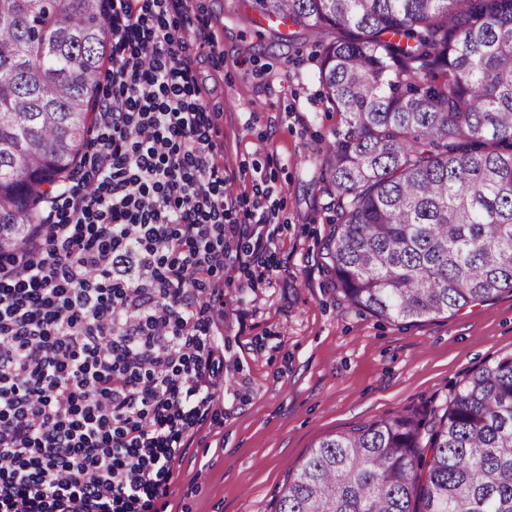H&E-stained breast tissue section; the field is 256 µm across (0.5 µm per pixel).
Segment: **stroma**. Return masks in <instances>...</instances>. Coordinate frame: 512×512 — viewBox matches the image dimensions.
Listing matches in <instances>:
<instances>
[{"label":"stroma","instance_id":"stroma-1","mask_svg":"<svg viewBox=\"0 0 512 512\" xmlns=\"http://www.w3.org/2000/svg\"><path fill=\"white\" fill-rule=\"evenodd\" d=\"M204 105L234 173L239 213L270 188L274 238L264 273L237 270L215 308L220 396L194 428L156 512H273L289 474L339 432L407 409H437L477 367L512 352V293L414 323L337 297L320 253L334 209L313 161L337 123L311 42L273 34L252 0H189Z\"/></svg>","mask_w":512,"mask_h":512}]
</instances>
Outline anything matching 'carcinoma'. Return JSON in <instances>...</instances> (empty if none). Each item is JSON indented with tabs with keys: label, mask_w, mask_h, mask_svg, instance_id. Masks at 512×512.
<instances>
[{
	"label": "carcinoma",
	"mask_w": 512,
	"mask_h": 512,
	"mask_svg": "<svg viewBox=\"0 0 512 512\" xmlns=\"http://www.w3.org/2000/svg\"><path fill=\"white\" fill-rule=\"evenodd\" d=\"M319 48L338 114L314 161L348 304L414 321L512 291V0H253ZM110 0H0V255L23 250L95 128ZM274 512H512V353L448 405L321 441Z\"/></svg>",
	"instance_id": "carcinoma-1"
}]
</instances>
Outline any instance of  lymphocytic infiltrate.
Listing matches in <instances>:
<instances>
[{
  "mask_svg": "<svg viewBox=\"0 0 512 512\" xmlns=\"http://www.w3.org/2000/svg\"><path fill=\"white\" fill-rule=\"evenodd\" d=\"M187 0H112V96L99 148L29 249L0 262V512H154L221 353L198 309L262 268L272 217L228 192ZM151 68H144V56Z\"/></svg>",
  "mask_w": 512,
  "mask_h": 512,
  "instance_id": "obj_1",
  "label": "lymphocytic infiltrate"
}]
</instances>
